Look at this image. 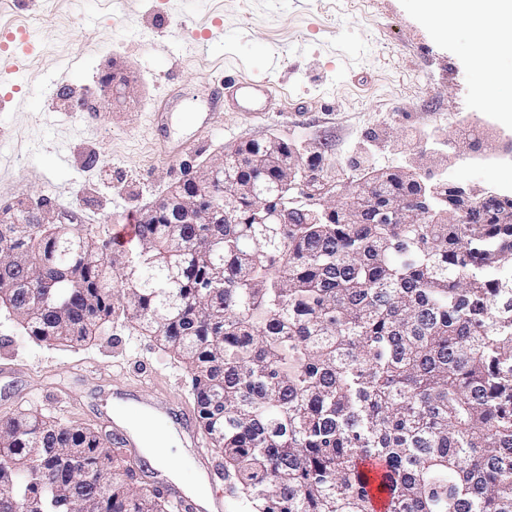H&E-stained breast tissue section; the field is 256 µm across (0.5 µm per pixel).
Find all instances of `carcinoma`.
<instances>
[{
	"instance_id": "carcinoma-1",
	"label": "carcinoma",
	"mask_w": 512,
	"mask_h": 512,
	"mask_svg": "<svg viewBox=\"0 0 512 512\" xmlns=\"http://www.w3.org/2000/svg\"><path fill=\"white\" fill-rule=\"evenodd\" d=\"M250 154L288 156V145ZM232 223L161 213L122 249L105 225L0 223V301L40 343L83 346L131 323L184 366L239 512H512V198L456 219L374 222L417 174L370 172L373 201L276 210L268 164L229 167ZM0 512H186L86 422L0 417Z\"/></svg>"
}]
</instances>
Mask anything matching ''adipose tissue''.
<instances>
[{"mask_svg":"<svg viewBox=\"0 0 512 512\" xmlns=\"http://www.w3.org/2000/svg\"><path fill=\"white\" fill-rule=\"evenodd\" d=\"M414 6L439 36L456 27L471 30L475 66L484 76L478 91L494 99L502 119L512 123V73L494 68L496 56L512 46V0H414Z\"/></svg>","mask_w":512,"mask_h":512,"instance_id":"1","label":"adipose tissue"}]
</instances>
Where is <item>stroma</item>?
Listing matches in <instances>:
<instances>
[{"label":"stroma","instance_id":"35a3bbf8","mask_svg":"<svg viewBox=\"0 0 512 512\" xmlns=\"http://www.w3.org/2000/svg\"><path fill=\"white\" fill-rule=\"evenodd\" d=\"M20 33L22 58L7 46ZM473 52L468 29L437 37L413 0H0V208L45 200L127 224L225 149L270 138L319 154L341 185L404 166L512 195V124L478 97ZM114 68L134 82L126 106L75 110ZM228 70L267 83L279 111L214 109ZM59 77L53 95H28ZM464 121L483 130L475 145L456 139ZM123 389L193 405L183 365L133 328L74 349L0 317V416L30 406L108 434Z\"/></svg>","mask_w":512,"mask_h":512}]
</instances>
